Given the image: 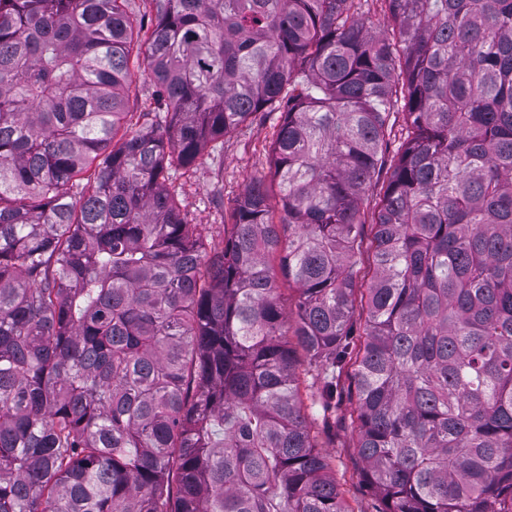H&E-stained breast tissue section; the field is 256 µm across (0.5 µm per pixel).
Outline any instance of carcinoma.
<instances>
[{"label":"carcinoma","mask_w":512,"mask_h":512,"mask_svg":"<svg viewBox=\"0 0 512 512\" xmlns=\"http://www.w3.org/2000/svg\"><path fill=\"white\" fill-rule=\"evenodd\" d=\"M141 2L117 141L128 0H0V512H355L349 369L382 512H512V0ZM257 112L282 215L208 248L168 170ZM129 4V9L133 10L137 14V21L139 26L135 27L134 40H133V51L130 60L132 76V84L130 87L129 97V108L127 112H132L127 117V124L132 125L133 128H138L143 124L147 117H144L142 112H152L154 109V98H155V86L147 72L144 71V47L142 46L139 51V47L143 44L144 39L148 35L149 29L154 23V13L145 11L140 7L138 9L141 0H134ZM139 52V56L137 54ZM278 284H279V300L285 311V315L287 317L286 330L288 338L290 341L295 340L293 336V332L297 326V318H296V300L297 294L293 289H288V281L285 280L282 275L277 274ZM355 390L347 388L339 407L317 431L319 450L336 463V481L341 485L348 503L355 509L376 512L384 508L375 491L364 478L365 463L358 448L351 415L356 408Z\"/></svg>","instance_id":"obj_1"}]
</instances>
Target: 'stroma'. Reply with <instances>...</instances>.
I'll use <instances>...</instances> for the list:
<instances>
[{
	"instance_id": "1",
	"label": "stroma",
	"mask_w": 512,
	"mask_h": 512,
	"mask_svg": "<svg viewBox=\"0 0 512 512\" xmlns=\"http://www.w3.org/2000/svg\"><path fill=\"white\" fill-rule=\"evenodd\" d=\"M128 124L139 127L154 107L155 86L144 70L142 57H132ZM278 113L259 112L210 144L195 167L170 174L180 187L182 208L189 223L198 225L208 242H220L225 224L231 223L235 198L256 178L271 179L270 151L276 138ZM356 407L354 391H345L339 407L317 435L320 451L336 464V480L348 503L358 512H381L383 504L364 478L365 464L356 448L351 415Z\"/></svg>"
}]
</instances>
